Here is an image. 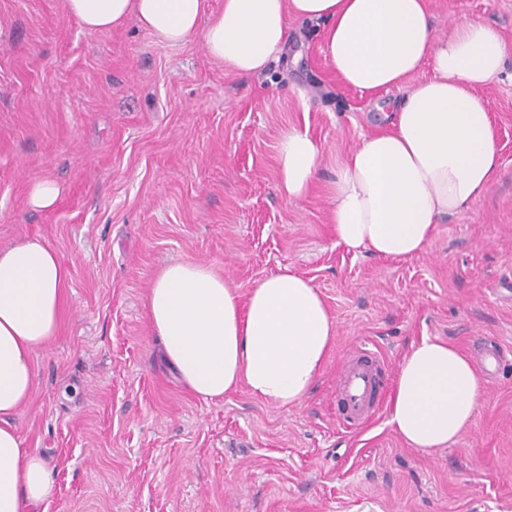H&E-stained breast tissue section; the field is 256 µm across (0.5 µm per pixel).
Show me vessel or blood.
<instances>
[{"instance_id": "obj_1", "label": "vessel or blood", "mask_w": 512, "mask_h": 512, "mask_svg": "<svg viewBox=\"0 0 512 512\" xmlns=\"http://www.w3.org/2000/svg\"><path fill=\"white\" fill-rule=\"evenodd\" d=\"M386 361L368 345L353 347L336 375L335 399L340 424L348 432L369 426L383 411Z\"/></svg>"}]
</instances>
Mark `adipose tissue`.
I'll use <instances>...</instances> for the list:
<instances>
[{
  "mask_svg": "<svg viewBox=\"0 0 512 512\" xmlns=\"http://www.w3.org/2000/svg\"><path fill=\"white\" fill-rule=\"evenodd\" d=\"M67 0L71 18L95 32L136 17L159 41L202 35L207 52L234 71L262 72L288 41V20L325 25L324 53L342 81L362 92L403 89L389 131L363 137L332 185L336 242L353 253L406 259L421 253L443 217L486 195L499 170L484 101L511 47L480 19L438 36L427 0ZM428 79L405 86L423 63ZM321 148L291 130L278 146L279 191L305 196ZM68 269L38 238L0 250V512H45L54 483L42 455L23 448L16 420L36 383L35 351L54 337L67 302ZM151 327L179 379L205 401L246 387L280 406L300 404L320 374L336 322L320 291L291 271L267 276L247 300L211 268L175 262L149 293ZM482 396L471 361L425 337L400 363L389 423L406 444H454Z\"/></svg>",
  "mask_w": 512,
  "mask_h": 512,
  "instance_id": "ef3b65f1",
  "label": "adipose tissue"
}]
</instances>
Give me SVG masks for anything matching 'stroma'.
<instances>
[{
  "label": "stroma",
  "mask_w": 512,
  "mask_h": 512,
  "mask_svg": "<svg viewBox=\"0 0 512 512\" xmlns=\"http://www.w3.org/2000/svg\"><path fill=\"white\" fill-rule=\"evenodd\" d=\"M438 35L479 18L512 46V0H428ZM264 72L242 75L201 37L171 46L136 19L87 32L65 0H0V249L39 237L70 272L59 329L36 350L37 385L17 418L54 480L46 512H512V366L484 381L450 447L405 445L387 417L344 432L332 387L365 343L394 382L421 337L473 355L512 348V54L477 90L499 150L482 199L445 218L406 260L336 243L332 182L362 136L388 129L397 90L344 85L325 26L289 20ZM296 129L322 146L314 185L278 190V145ZM62 188L26 205L32 183ZM172 261L209 266L240 297L285 270L312 281L334 347L296 406L246 388L193 395L162 357L147 300ZM61 189L57 182L44 179L31 185L28 194V203L34 209H52L59 197Z\"/></svg>",
  "instance_id": "stroma-1"
}]
</instances>
